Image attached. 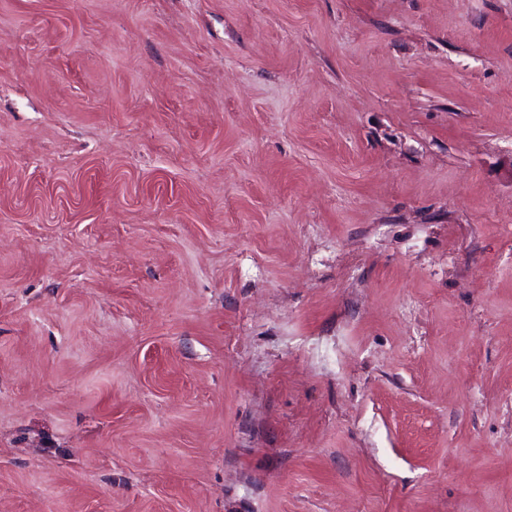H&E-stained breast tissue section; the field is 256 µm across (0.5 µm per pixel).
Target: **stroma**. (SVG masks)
<instances>
[{
	"label": "stroma",
	"instance_id": "35a3bbf8",
	"mask_svg": "<svg viewBox=\"0 0 512 512\" xmlns=\"http://www.w3.org/2000/svg\"><path fill=\"white\" fill-rule=\"evenodd\" d=\"M0 512H512V0H0Z\"/></svg>",
	"mask_w": 512,
	"mask_h": 512
}]
</instances>
